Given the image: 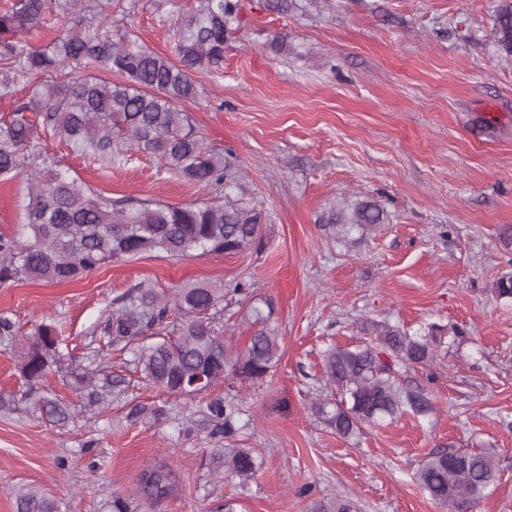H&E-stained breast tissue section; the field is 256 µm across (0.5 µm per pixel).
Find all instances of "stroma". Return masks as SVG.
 <instances>
[{
  "label": "stroma",
  "mask_w": 512,
  "mask_h": 512,
  "mask_svg": "<svg viewBox=\"0 0 512 512\" xmlns=\"http://www.w3.org/2000/svg\"><path fill=\"white\" fill-rule=\"evenodd\" d=\"M238 22L218 69L194 73L187 103L209 148L239 172L236 194L270 217L259 253H149L82 279L0 284V315L21 333L53 323L85 364L95 326L130 285L164 289L241 281L270 298L281 359L261 385L240 384L252 422L237 441L261 457L247 484L209 475L205 396L177 398L130 384L125 399L85 410L62 374L40 390L70 403L55 427L24 408L0 410V512L21 488L56 497L61 512H109L110 492L139 512H207L227 498L239 512H309L316 500L353 499L358 512H446L414 473L448 446L496 456L499 475L474 512H512V303L494 281L512 270L498 242L512 225V60L494 42L497 0H235ZM198 0H112L114 35L173 56L181 19ZM44 155L115 199L208 200L158 158L129 150L90 162L54 137ZM387 216L367 235L337 240L323 215L354 199ZM25 178L0 180V235L23 237ZM410 331L456 325L428 368L427 418L365 426L346 441L314 417L327 391L323 353L364 340V324ZM166 405V420L131 422L127 404ZM178 473L169 499L138 491L148 467Z\"/></svg>",
  "instance_id": "obj_1"
}]
</instances>
